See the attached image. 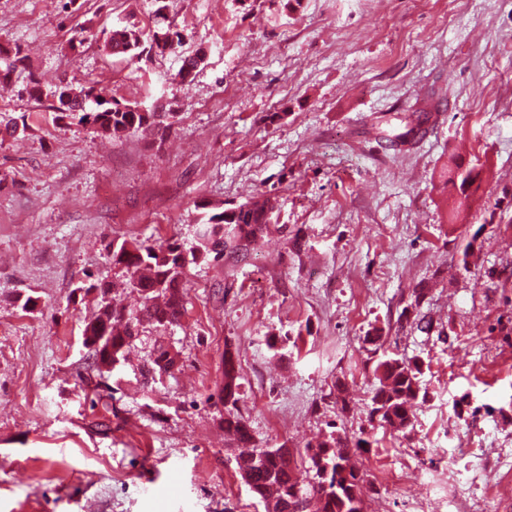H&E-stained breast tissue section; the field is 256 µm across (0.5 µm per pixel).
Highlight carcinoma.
Segmentation results:
<instances>
[{
  "label": "carcinoma",
  "instance_id": "cac0c4a2",
  "mask_svg": "<svg viewBox=\"0 0 512 512\" xmlns=\"http://www.w3.org/2000/svg\"><path fill=\"white\" fill-rule=\"evenodd\" d=\"M168 5L160 0L155 5L156 29L149 34V42L163 34L172 41H182L179 30L168 21ZM105 46L112 54L135 58L147 49L142 33L133 25L116 27L109 31ZM22 82L28 96L42 99L43 91L37 76L28 69L27 56L21 47H14V55L5 58L0 67V89L6 90L16 82ZM71 93L70 112L79 114V122L97 125L102 132H139L157 130L166 132L171 126V112H150L142 116L128 111V106L102 97L94 85L68 84ZM429 120L427 109L407 122V131L391 139L396 145L405 139L417 137L423 124ZM479 177L472 169L456 171L449 182L458 190L463 200L470 198V189ZM277 200L261 193L251 201L236 208L214 212L197 225L198 247L169 239L159 244L124 241L112 247V267L122 272L126 285L136 292L139 310L126 314L106 302H101L94 318L84 329V344L90 350L93 365L102 370L114 363H121L125 351L133 339L146 326L164 329L181 325L185 311L186 289L184 279L189 265L198 258L214 254L219 259L227 250L243 252L247 244L270 230L271 218ZM429 292L426 286L414 291V301L404 311L414 312L416 328L429 332L432 322L420 311L421 298ZM175 365L177 358L168 349H155L149 364L143 370L146 380L157 381ZM378 385L371 399L369 419L381 425L403 432L413 426L414 408L418 401H426L428 392L421 386L423 366L419 358L388 357L378 361L374 369ZM237 360L230 351L224 352V386L222 400L224 432L237 447L246 452L236 458L238 473L246 481L250 492L260 502L270 499L284 506L285 512H365V474L354 461L355 452L369 445L359 440L350 448L339 435L330 434L316 445L306 446L301 459L285 447L260 448L253 444L247 422L232 411L239 400Z\"/></svg>",
  "mask_w": 512,
  "mask_h": 512
}]
</instances>
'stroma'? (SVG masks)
<instances>
[{"label": "stroma", "instance_id": "35a3bbf8", "mask_svg": "<svg viewBox=\"0 0 512 512\" xmlns=\"http://www.w3.org/2000/svg\"><path fill=\"white\" fill-rule=\"evenodd\" d=\"M61 6L0 0V44L44 88L175 118L112 136L0 90V114L26 120L0 140V512H264L221 423L228 349L256 445L369 440L366 512H512V0H170L183 44L141 60L105 39L150 32L153 0ZM432 90L426 134L390 146ZM458 165L490 172L462 206ZM265 192L271 231L190 265L181 326L90 370L94 285L122 279L112 245L195 244L208 214ZM423 285L430 335L401 316ZM375 333L425 364L403 433L369 421ZM160 345L177 365L144 383ZM169 480L178 500L152 493Z\"/></svg>", "mask_w": 512, "mask_h": 512}]
</instances>
